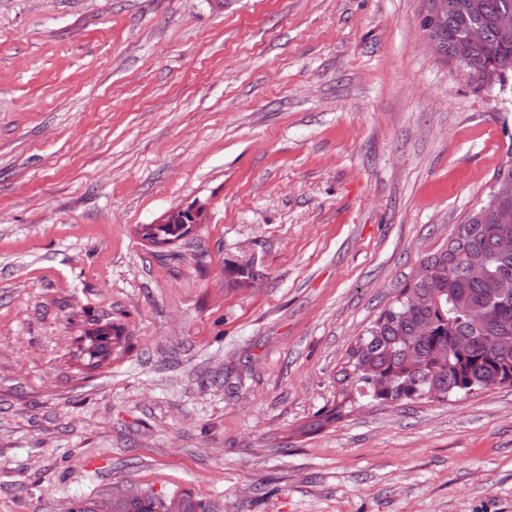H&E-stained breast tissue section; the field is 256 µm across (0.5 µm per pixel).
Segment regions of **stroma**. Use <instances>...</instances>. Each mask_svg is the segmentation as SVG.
<instances>
[{
    "instance_id": "obj_1",
    "label": "stroma",
    "mask_w": 512,
    "mask_h": 512,
    "mask_svg": "<svg viewBox=\"0 0 512 512\" xmlns=\"http://www.w3.org/2000/svg\"><path fill=\"white\" fill-rule=\"evenodd\" d=\"M424 11L0 0V512H512V387L339 382L512 152V85L440 58ZM199 205L166 250L138 234ZM107 322L129 347L88 369ZM171 497L140 493L132 498H124L115 494L112 495V503L110 499H104L99 504L96 501H81L75 504L70 512H166L162 498Z\"/></svg>"
}]
</instances>
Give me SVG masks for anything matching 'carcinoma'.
<instances>
[{
    "mask_svg": "<svg viewBox=\"0 0 512 512\" xmlns=\"http://www.w3.org/2000/svg\"><path fill=\"white\" fill-rule=\"evenodd\" d=\"M512 14V0H448L440 29L447 57L479 81L512 73V34L496 28L498 15ZM484 29V40L467 54L457 47L470 30ZM488 203L457 226L448 243L422 263L429 270L385 308L349 352L341 383L377 405L470 394L512 380V253L497 249L512 237V224L477 218ZM138 234L150 244L184 238L174 224H144ZM486 276L470 275L473 265ZM112 324L87 337L84 354L99 367L111 357ZM112 512H164L162 497L112 496Z\"/></svg>",
    "mask_w": 512,
    "mask_h": 512,
    "instance_id": "cac0c4a2",
    "label": "carcinoma"
}]
</instances>
